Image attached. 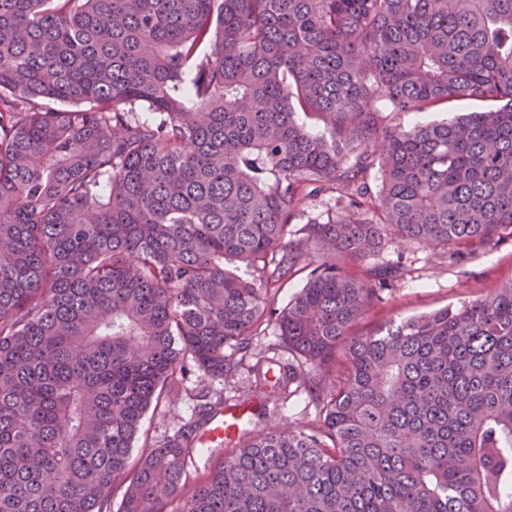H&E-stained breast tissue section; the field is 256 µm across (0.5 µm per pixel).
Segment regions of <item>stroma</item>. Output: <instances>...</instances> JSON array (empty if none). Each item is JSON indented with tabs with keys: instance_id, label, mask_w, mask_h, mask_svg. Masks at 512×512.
<instances>
[{
	"instance_id": "obj_1",
	"label": "stroma",
	"mask_w": 512,
	"mask_h": 512,
	"mask_svg": "<svg viewBox=\"0 0 512 512\" xmlns=\"http://www.w3.org/2000/svg\"><path fill=\"white\" fill-rule=\"evenodd\" d=\"M324 183V177H314L312 184L317 191L303 197L298 204L288 225L289 240L305 239L309 220L325 221L339 216L340 209L332 194L324 191ZM461 255V261L454 262L441 246H421L389 239L373 261L401 262L403 276L383 302L373 304L366 311L356 324L355 333H371L392 322L446 306H459L483 298L511 282L512 226L503 230L498 244L468 247L462 249ZM252 342V357L243 359L232 377L220 382L198 372L190 373L183 392L167 398L158 410L149 411L142 421L141 438L133 451L134 456H141L145 446L160 444L172 436L183 419L190 416L196 403L195 396L201 389L223 391L227 403H236L255 380L252 372L255 353L283 363L290 357L275 326H267L259 336L253 337ZM319 413V407L302 390L278 399L275 406L269 407L266 415L256 421L254 429L259 432L291 424L307 426L318 421Z\"/></svg>"
}]
</instances>
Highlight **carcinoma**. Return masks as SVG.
I'll return each mask as SVG.
<instances>
[{
	"mask_svg": "<svg viewBox=\"0 0 512 512\" xmlns=\"http://www.w3.org/2000/svg\"><path fill=\"white\" fill-rule=\"evenodd\" d=\"M452 99L494 107L392 124ZM315 174L343 213L291 243ZM506 224L512 0H0V512H512V282L356 335L402 267L344 268ZM270 323L309 370L259 359L244 402L317 424L200 448L203 394L132 460ZM306 280V271L297 272L288 278L280 281L275 287L271 288L275 293V302L280 307L287 303L293 294L298 292ZM279 286V288H277ZM256 362V357L248 356L237 366L232 377L224 379V382L211 380L202 376L201 372H191L184 382L186 391L182 390L177 395H171L158 409L150 411L142 421L141 438L133 451V458L137 459L147 449L145 445H157L172 436L180 427L183 419L191 415L193 406L197 403L193 395L202 388L208 387L211 391H220L224 388V401L227 404L240 403L243 399L239 397L243 391L249 389L251 383L254 385V374L251 366ZM239 400V401H237ZM319 413L320 408L316 407L306 391L301 390L290 396L287 391L282 398L268 404L267 414L260 417L251 429L259 432L277 427L288 428V424L308 426L319 420Z\"/></svg>",
	"mask_w": 512,
	"mask_h": 512,
	"instance_id": "cac0c4a2",
	"label": "carcinoma"
}]
</instances>
